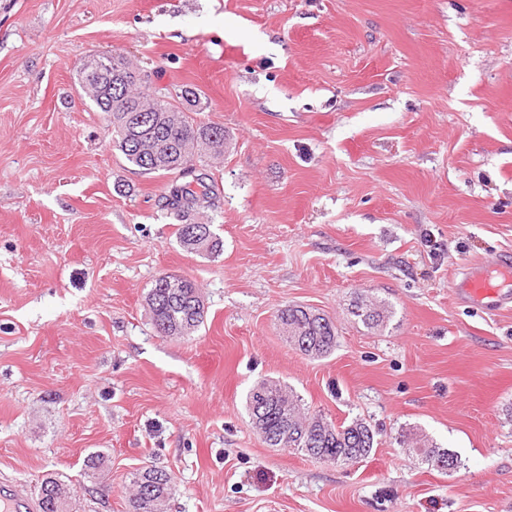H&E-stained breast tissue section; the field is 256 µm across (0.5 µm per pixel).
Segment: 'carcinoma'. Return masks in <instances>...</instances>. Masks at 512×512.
<instances>
[{
    "instance_id": "obj_1",
    "label": "carcinoma",
    "mask_w": 512,
    "mask_h": 512,
    "mask_svg": "<svg viewBox=\"0 0 512 512\" xmlns=\"http://www.w3.org/2000/svg\"><path fill=\"white\" fill-rule=\"evenodd\" d=\"M110 67L90 70L80 66L78 85L90 102L105 114L111 130L112 144L128 163L148 174L180 172L192 181H173L166 194V206L173 210L181 225L177 229L180 247L190 253L215 256L224 250L221 238L212 230V219L205 210L218 203V193L207 182L206 174L195 173L194 159L198 147L221 153L227 137L224 126L197 120L188 112L199 102V93L184 87L176 94L177 103L159 97L131 68L126 56L113 52L103 55ZM153 325L161 336L185 338L203 324L204 305L195 282L163 274L155 279L146 296ZM352 315L366 328L386 326L391 311L379 303L358 299ZM287 343L309 358H323L336 348L338 330L329 318L304 307H286L276 316ZM266 409L260 433L272 448L299 449L309 457L328 462L349 463L353 455L367 457L374 448L375 432L363 421L347 426L330 424L322 427L315 416L305 411L299 396L281 384L262 380L246 395V410L254 416L258 404ZM412 444V452L421 460L450 473L459 467L458 457L446 449L433 446L422 435L408 430L400 434V443ZM137 475L140 493L165 502L173 491V477L165 469L146 466ZM40 512H67V497L61 484L49 476L39 486Z\"/></svg>"
}]
</instances>
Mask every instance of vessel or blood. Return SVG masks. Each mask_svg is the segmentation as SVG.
Wrapping results in <instances>:
<instances>
[{
  "instance_id": "obj_1",
  "label": "vessel or blood",
  "mask_w": 512,
  "mask_h": 512,
  "mask_svg": "<svg viewBox=\"0 0 512 512\" xmlns=\"http://www.w3.org/2000/svg\"><path fill=\"white\" fill-rule=\"evenodd\" d=\"M512 281V260L498 262L496 273H489L482 265L474 263L463 270L456 285L460 299L470 300L494 312L512 303V296L504 289V282ZM29 495L15 487L0 488V512H30Z\"/></svg>"
}]
</instances>
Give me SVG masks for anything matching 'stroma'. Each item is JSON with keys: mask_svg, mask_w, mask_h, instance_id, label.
<instances>
[{"mask_svg": "<svg viewBox=\"0 0 512 512\" xmlns=\"http://www.w3.org/2000/svg\"><path fill=\"white\" fill-rule=\"evenodd\" d=\"M113 51L223 125L196 165L222 255L181 249L171 175L129 164L82 98L77 68ZM505 253L512 0H0V483L129 512L153 464L168 512H512V309L455 294ZM166 273L201 290L192 336L153 327ZM360 296L386 329L352 316ZM292 305L335 322L332 354L285 341ZM263 379L367 421L371 454L269 447L245 409ZM409 429L460 468L417 459ZM352 315L357 318L367 329H377L386 326L390 319L391 311L380 302L357 299L352 308ZM133 474H137L141 481L140 493L163 500L168 511L169 500L173 491L172 475L166 469L156 466L140 468L139 471Z\"/></svg>", "mask_w": 512, "mask_h": 512, "instance_id": "1", "label": "stroma"}]
</instances>
